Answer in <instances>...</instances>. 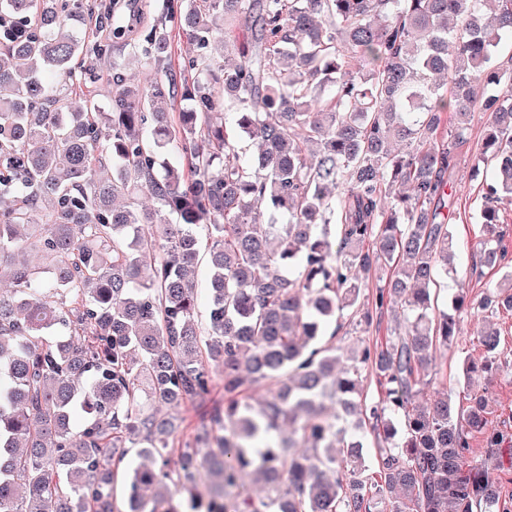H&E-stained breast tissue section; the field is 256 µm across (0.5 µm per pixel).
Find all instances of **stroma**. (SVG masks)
<instances>
[{
	"instance_id": "obj_1",
	"label": "stroma",
	"mask_w": 512,
	"mask_h": 512,
	"mask_svg": "<svg viewBox=\"0 0 512 512\" xmlns=\"http://www.w3.org/2000/svg\"><path fill=\"white\" fill-rule=\"evenodd\" d=\"M119 4L135 14L163 22L174 47L171 64L180 66L191 47L176 22L177 0H119ZM485 121L483 113H475L467 141L456 150L453 165L448 172V191L453 201L448 211V225L457 248L451 262V273L438 278V305L442 308L447 307L457 289H465L471 299L477 300L493 291L502 277L500 269L479 263L482 230L476 215L482 204L485 173L477 169L475 159L482 148ZM488 323L495 325L501 332V347L497 357L499 371L488 382L477 375L472 380H465L462 364L467 359L477 362L482 360L484 350L478 342V336ZM405 329L403 318L390 312L373 319L367 325L345 319L336 333L334 344L342 357L346 358L367 345L383 346L397 342ZM457 333V344L434 349L425 376V393L446 388L458 393L465 385H472L473 389L484 392L488 400L490 426L512 430V313L501 309L464 313L459 318ZM211 379V393L207 399L175 409L179 429L173 441L174 450H181L192 439L198 422L214 407L223 405L222 371L212 369Z\"/></svg>"
}]
</instances>
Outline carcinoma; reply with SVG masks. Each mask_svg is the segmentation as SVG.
<instances>
[{
	"label": "carcinoma",
	"instance_id": "1",
	"mask_svg": "<svg viewBox=\"0 0 512 512\" xmlns=\"http://www.w3.org/2000/svg\"><path fill=\"white\" fill-rule=\"evenodd\" d=\"M178 10L198 51L175 75L166 27L123 26L111 0H0V269L14 285L0 290V512H512L489 476L512 463V433L488 427L485 396L414 394L462 312L512 311V271L490 303L460 290L440 310L430 292L456 248L445 174L475 111L488 114L477 164L492 168L479 223L495 232L512 203V65L494 63L512 43V0ZM128 47L154 73L145 85L113 56ZM109 58L108 72L95 66ZM177 99L190 109L168 111ZM242 137L255 147L246 165ZM171 145L186 164L160 173ZM203 242L205 328L191 278ZM503 259L482 242L481 264ZM374 266L391 269L377 310L409 312L408 332L339 368L315 343L359 313ZM479 342L489 371L500 333ZM210 359L224 366V407L173 460L177 418L149 409L205 398ZM367 368L385 391L362 409ZM247 380L278 389L255 406ZM78 405L91 419L76 431ZM360 414L353 431L337 426ZM367 427L387 443L373 485ZM134 448L150 464L120 470ZM251 473L263 493L243 492Z\"/></svg>",
	"mask_w": 512,
	"mask_h": 512
}]
</instances>
